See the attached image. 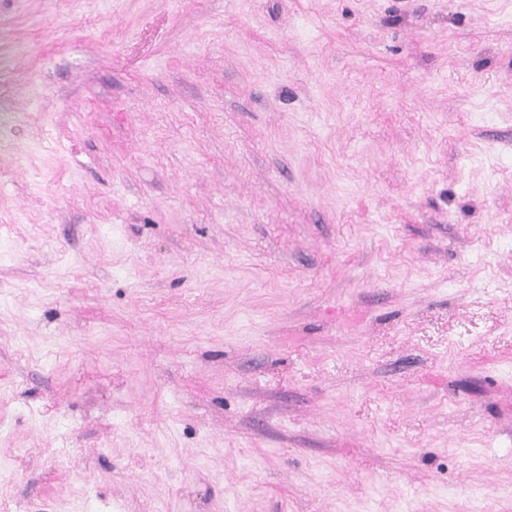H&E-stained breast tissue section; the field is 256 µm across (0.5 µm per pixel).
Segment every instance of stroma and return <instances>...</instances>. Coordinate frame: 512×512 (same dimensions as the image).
<instances>
[{"label":"stroma","instance_id":"stroma-1","mask_svg":"<svg viewBox=\"0 0 512 512\" xmlns=\"http://www.w3.org/2000/svg\"><path fill=\"white\" fill-rule=\"evenodd\" d=\"M0 512H512V0H0Z\"/></svg>","mask_w":512,"mask_h":512}]
</instances>
